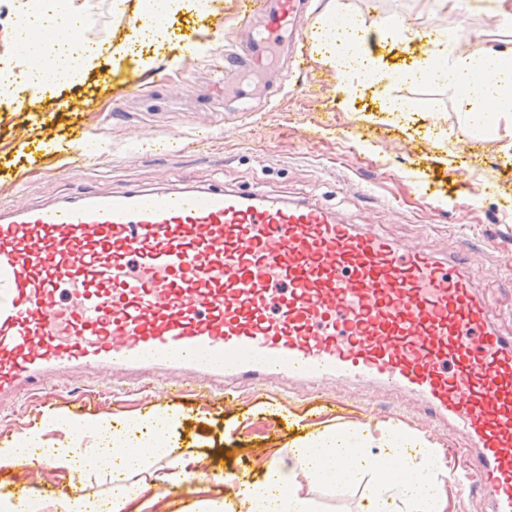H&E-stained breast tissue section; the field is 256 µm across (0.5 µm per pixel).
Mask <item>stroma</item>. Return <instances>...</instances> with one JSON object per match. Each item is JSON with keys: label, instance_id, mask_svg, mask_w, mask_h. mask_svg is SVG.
<instances>
[{"label": "stroma", "instance_id": "stroma-1", "mask_svg": "<svg viewBox=\"0 0 512 512\" xmlns=\"http://www.w3.org/2000/svg\"><path fill=\"white\" fill-rule=\"evenodd\" d=\"M339 16L356 18L366 54L400 72L427 50L413 32L379 31L377 16H408L411 22L459 36L461 51L473 42L512 48V27L500 25L497 0H469L454 19L436 0H339ZM89 37L105 53L79 83L48 90L20 89L0 97V203L25 205L59 200L91 187L102 192L128 186H168L182 178L208 186L259 189L288 199L315 197L355 224H372L388 238L415 242L438 257L473 243L470 260L480 295L512 306V115H488L469 125L464 98L433 83L356 84L340 91L336 67L322 60L313 41L304 74L289 73L290 47L280 41L263 64L223 79L206 71V53L223 50L227 37L248 40L239 23L238 0H215L206 14L185 9L170 17L165 40L144 47L149 67L135 58L114 62L113 50L133 42L137 0L124 14L112 0H88ZM202 38L204 54L185 56L187 36ZM194 85L185 89L184 72ZM304 91H297L296 82ZM405 111L391 112L390 101ZM86 134L83 146L74 138ZM467 162V177L456 175ZM49 395L0 402V442L39 429L48 448L70 439L73 409L91 418L128 424L146 415H171L172 438L184 468L204 469L190 497L161 481L169 461L154 470L146 512H197L203 500L234 492L224 482L261 479L266 463L287 458L290 445L307 433L341 428L376 430L393 424L440 452L466 447L454 429L426 426L403 392L382 394L364 385L333 381L291 387L241 386L232 404L221 390L184 377L159 387L142 377L106 382L82 371L49 380ZM51 489L39 512H60L57 491L79 487L103 497L110 481L79 480L44 467L0 475V497L18 485ZM324 512H363L367 485L314 484Z\"/></svg>", "mask_w": 512, "mask_h": 512}]
</instances>
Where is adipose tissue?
Instances as JSON below:
<instances>
[{"instance_id":"adipose-tissue-1","label":"adipose tissue","mask_w":512,"mask_h":512,"mask_svg":"<svg viewBox=\"0 0 512 512\" xmlns=\"http://www.w3.org/2000/svg\"><path fill=\"white\" fill-rule=\"evenodd\" d=\"M210 0H138L137 18L141 31H161L173 14L190 8L207 10ZM89 16L74 0H19L13 24V43L28 66L25 79L30 86L80 81L103 51L87 35ZM423 64L416 70L396 75L378 62L362 56L361 78L386 85L407 81H432L455 90L469 79L468 108L472 122L483 113L512 112V49L476 48L457 53L451 36L436 35ZM143 434L132 436L116 420L75 417L68 424L75 432H93L111 438L108 448H50V466L78 477L104 476L112 486L107 502L85 497L72 500L66 512H130L149 484L153 462L173 456L170 419L141 418ZM404 430L387 426L380 437L356 428L319 433L288 451L289 464H267L260 481L243 485L232 496L204 502L201 512H322L307 485H354L369 480L365 512H446L447 500L432 478L430 453L408 454Z\"/></svg>"}]
</instances>
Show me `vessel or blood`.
Here are the masks:
<instances>
[{
    "label": "vessel or blood",
    "instance_id": "obj_1",
    "mask_svg": "<svg viewBox=\"0 0 512 512\" xmlns=\"http://www.w3.org/2000/svg\"><path fill=\"white\" fill-rule=\"evenodd\" d=\"M304 0H241L259 36L227 74L301 41ZM466 256L441 259L314 201L184 183L0 205V399L77 369L106 381L333 379L418 402L471 442L448 473L512 512V337Z\"/></svg>",
    "mask_w": 512,
    "mask_h": 512
}]
</instances>
